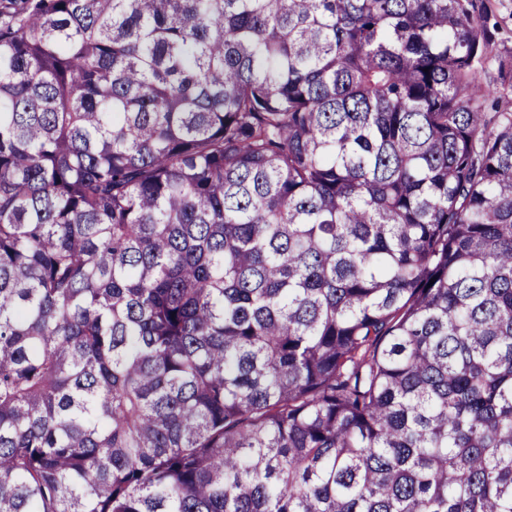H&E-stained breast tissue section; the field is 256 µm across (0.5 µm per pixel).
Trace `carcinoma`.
Wrapping results in <instances>:
<instances>
[{
    "mask_svg": "<svg viewBox=\"0 0 512 512\" xmlns=\"http://www.w3.org/2000/svg\"><path fill=\"white\" fill-rule=\"evenodd\" d=\"M487 19L0 0V512H512Z\"/></svg>",
    "mask_w": 512,
    "mask_h": 512,
    "instance_id": "cac0c4a2",
    "label": "carcinoma"
}]
</instances>
